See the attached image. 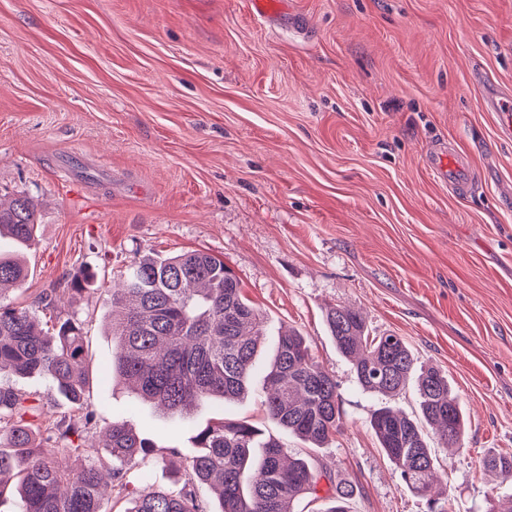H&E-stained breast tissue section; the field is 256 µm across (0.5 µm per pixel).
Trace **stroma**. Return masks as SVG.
Instances as JSON below:
<instances>
[{
    "label": "stroma",
    "instance_id": "stroma-1",
    "mask_svg": "<svg viewBox=\"0 0 512 512\" xmlns=\"http://www.w3.org/2000/svg\"><path fill=\"white\" fill-rule=\"evenodd\" d=\"M512 87V0H0V187L38 204L30 275L10 301L49 297L84 323L86 397L100 447L115 421L155 454L129 478L171 487L194 435L247 419L356 485L348 512H485L512 494L482 467L512 455V132L486 84ZM467 159L461 194L426 164ZM204 251L240 279L265 323L248 397L180 420L106 377V290L146 255ZM95 275L94 289L72 281ZM364 313L447 374L467 415L445 486L401 482L370 428L325 315ZM305 336L335 380L343 424L321 448L263 406L282 333Z\"/></svg>",
    "mask_w": 512,
    "mask_h": 512
}]
</instances>
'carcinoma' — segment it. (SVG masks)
I'll use <instances>...</instances> for the list:
<instances>
[{"mask_svg": "<svg viewBox=\"0 0 512 512\" xmlns=\"http://www.w3.org/2000/svg\"><path fill=\"white\" fill-rule=\"evenodd\" d=\"M36 224L31 197L21 191L6 199L0 194V236L29 245ZM27 276L19 257L0 253V373L45 378L80 413L54 418L28 404L20 390L0 383V496L5 481L18 477L20 512H112L104 502L109 486L131 498L126 512H211L199 494V486L209 484L219 491L220 512H295L297 501L317 495L322 478L333 490L323 512H347L345 502L355 491L350 481L290 456L277 438L248 421L222 418L196 434L198 451L186 455L180 488L154 486L143 477L130 489L113 462L133 463L154 444L126 422L112 423L103 452L75 442L94 419L84 401L83 324L69 318L44 331L35 311L4 302V287L20 286ZM110 302L116 314L112 367L141 399L177 417L199 400L223 404L249 392L263 315L224 261L203 251L145 257L111 289ZM326 322L364 390L388 396L405 387L415 357L402 337L370 335L363 315L342 306L329 310ZM418 392V415L381 406L370 426L405 487L424 495L440 481L425 427H437L442 444L455 446L466 420L441 370H424ZM264 407L281 427L318 448L341 428L336 382L295 332L279 339ZM482 464L512 477L511 455L487 454Z\"/></svg>", "mask_w": 512, "mask_h": 512, "instance_id": "carcinoma-1", "label": "carcinoma"}]
</instances>
